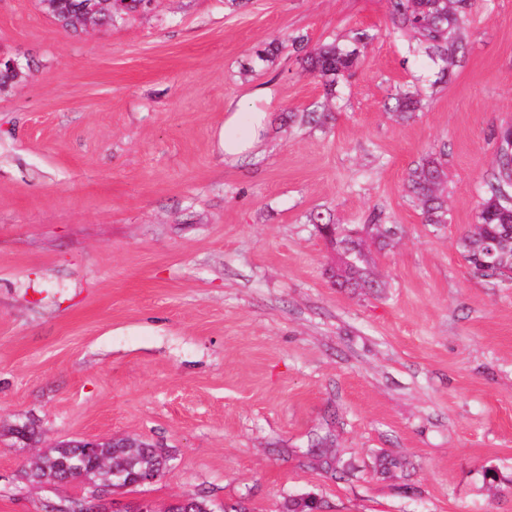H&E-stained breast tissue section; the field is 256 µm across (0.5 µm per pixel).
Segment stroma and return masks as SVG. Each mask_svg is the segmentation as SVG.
<instances>
[{"label":"stroma","instance_id":"35a3bbf8","mask_svg":"<svg viewBox=\"0 0 512 512\" xmlns=\"http://www.w3.org/2000/svg\"><path fill=\"white\" fill-rule=\"evenodd\" d=\"M388 0H154L74 32L39 0H0V512L81 489L33 484L68 440L131 437L171 466L115 490L159 512H512V280L457 241L512 124V0H476L438 80L393 34ZM378 36L324 101L291 48ZM271 86L260 156L228 163V102ZM407 88L424 108L391 110ZM447 150L451 221L425 223L409 168ZM368 239L373 288L336 287L310 217ZM33 425L31 447L14 423Z\"/></svg>","mask_w":512,"mask_h":512}]
</instances>
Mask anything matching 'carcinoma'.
I'll return each mask as SVG.
<instances>
[{
	"mask_svg": "<svg viewBox=\"0 0 512 512\" xmlns=\"http://www.w3.org/2000/svg\"><path fill=\"white\" fill-rule=\"evenodd\" d=\"M85 0H40L49 16L67 29L83 28L89 23L112 26L118 20L137 12L141 0H122L117 8L105 0H94L93 13L80 8ZM473 8L472 0H389V19L394 32L405 37L409 49L425 54L442 71L455 65L462 49L460 25ZM378 36L373 28L353 32L348 45L326 44L301 58L305 67L320 79L330 95L339 79L348 73L364 49ZM394 110L410 119L423 108V98L416 91L406 90L394 97ZM512 126L497 133V148L493 162L489 194L482 199L475 223L459 239L458 248L464 259L484 277L504 275L512 271V156L505 152ZM447 153L429 154L407 173V189L425 223L441 226L451 221L444 182L447 174ZM336 241L346 242L348 258L336 274L341 288H371L374 279L365 265L362 240L344 233L335 225ZM170 456L162 448L135 441L133 448H114L102 443L98 448H79L76 442H63L39 454L29 466L27 476L36 482L58 485H99L112 482V487L133 484L134 472L151 467L162 474ZM166 512H213L198 496L186 498V505H170Z\"/></svg>",
	"mask_w": 512,
	"mask_h": 512,
	"instance_id": "cac0c4a2",
	"label": "carcinoma"
}]
</instances>
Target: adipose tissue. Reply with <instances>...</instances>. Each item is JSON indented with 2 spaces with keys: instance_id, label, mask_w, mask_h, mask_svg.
<instances>
[{
  "instance_id": "ef3b65f1",
  "label": "adipose tissue",
  "mask_w": 512,
  "mask_h": 512,
  "mask_svg": "<svg viewBox=\"0 0 512 512\" xmlns=\"http://www.w3.org/2000/svg\"><path fill=\"white\" fill-rule=\"evenodd\" d=\"M273 91L264 87L252 96L251 102H229L224 108V125L219 133L224 159L235 163L256 156L269 131L265 103L271 102ZM247 126V135H240V126Z\"/></svg>"
}]
</instances>
